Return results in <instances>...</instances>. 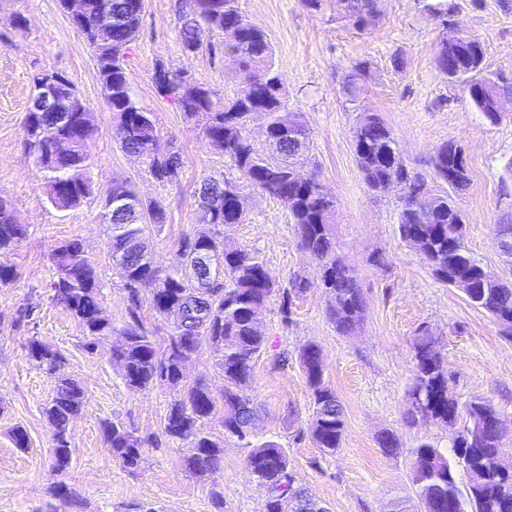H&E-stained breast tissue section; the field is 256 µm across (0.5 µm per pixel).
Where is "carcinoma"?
I'll return each mask as SVG.
<instances>
[{
    "mask_svg": "<svg viewBox=\"0 0 512 512\" xmlns=\"http://www.w3.org/2000/svg\"><path fill=\"white\" fill-rule=\"evenodd\" d=\"M340 19L355 31H365L378 14L377 0H336ZM421 8L444 22L454 11L453 0H421ZM112 14V28L98 27L99 16ZM178 32L187 53L221 51L233 58L252 80L251 88L233 99L223 100L206 82H199L195 98L181 95L182 75L162 74L155 67L152 83L160 98L177 105L185 116L202 122L209 145L220 150L230 172L221 180L204 181L198 192L201 220L211 228L184 240L173 264L161 271L147 256L143 234L151 226L165 224L169 213L162 202L138 200L139 209L111 211L108 205L117 191L114 184L101 197L100 223L108 230V246L115 268L128 291V320L121 327V346L112 350V365L124 383L136 389L166 384L173 390L165 433L187 444L186 466L204 476L223 466L224 436H232L247 448L246 466L266 489L263 512H284L283 500L292 512H320L325 504L298 485L285 448L273 439L252 440L258 408L252 395V360L267 341V326L253 318L277 288L276 278L254 252L219 246L213 228L240 224L243 190L256 189L278 200L287 210L299 247L320 264L317 287L327 296L326 315L340 336L357 331L365 316V299L358 274L338 251L335 234L336 198L315 172L295 177L302 167L309 139L304 115L289 100L281 75L273 66V50L265 32L247 19L238 0H180ZM142 24L139 0H84L83 23L77 25L93 49L103 100L116 120L115 138L128 154L142 157L149 174L163 185L178 182L183 161L179 151L159 143L156 118L143 107L131 88L124 59ZM465 51L445 47L436 55V69L448 83L459 86L486 121L495 125L497 103L512 101V74L492 72L484 66L483 43L464 35ZM355 66L346 78L343 92L354 102L360 94ZM78 92L68 78L59 86L56 110L29 112L24 136L31 153L45 172L50 203L68 210L98 196L87 172L91 165L90 128L75 121L64 124L56 113L66 111ZM255 113L265 116L267 154L256 147L248 122ZM353 148L364 181L371 191L391 179L400 182L398 231L406 245L423 241L421 257L438 280L446 285L464 282L465 296L486 312L512 340V270L495 274L472 255L465 242V219L456 197L467 191L471 179L467 163L458 156L457 143L448 140L435 151L432 175L410 166L398 148L393 130L375 112H359L353 132ZM13 204L0 198V252L7 253L25 236ZM207 253L221 281L215 286L203 280L197 255ZM52 274L47 288L52 299L64 305L95 340L114 332L102 316L103 283L87 259L78 239L53 249ZM151 290L150 304L163 319L173 318L170 330L157 341L140 320V288ZM312 287L295 274L281 295L282 321L291 317V306ZM208 345L218 353L217 366L224 375V393L216 398L201 380L189 382L184 364ZM413 376L407 391L411 418L439 421L458 427L452 452L424 440L409 451V480L425 512H512V469L501 466L494 455L499 445L492 421L496 408L482 398L461 402L448 398V367L441 343L426 326H420L412 343ZM36 367L51 371L61 354L34 336L27 345ZM299 364L312 396V414L307 432L316 447L333 453L342 447L345 421L336 392L324 383L321 349L307 343L299 350ZM55 393L43 408L53 428L54 471H66L71 457L69 425L81 414L87 397L75 379L54 377ZM107 446L121 463L138 465L143 440L120 421H104ZM378 444L388 455L401 450L398 436L389 431L378 435Z\"/></svg>",
    "mask_w": 512,
    "mask_h": 512,
    "instance_id": "obj_1",
    "label": "carcinoma"
}]
</instances>
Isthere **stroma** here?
I'll list each match as a JSON object with an SVG mask.
<instances>
[{
    "label": "stroma",
    "instance_id": "35a3bbf8",
    "mask_svg": "<svg viewBox=\"0 0 512 512\" xmlns=\"http://www.w3.org/2000/svg\"><path fill=\"white\" fill-rule=\"evenodd\" d=\"M458 30L483 42L487 69L512 70V10L500 0H454ZM244 14L266 34L273 64L282 75L295 109L310 128L308 169L317 171L335 196L336 242L358 272L366 302L354 335L336 333L325 314L326 298L315 286L292 305L283 323L279 297L261 311L268 341L253 363L252 394L259 410L255 432L275 436L286 449L298 484L322 500L330 512H423L409 480L407 451L421 439L448 447L451 427L424 423L408 413L412 368L411 338L420 325L443 336L451 375L450 392L461 401L489 400L508 427L503 439L512 456V340L492 318L473 308L464 294L441 283L421 256L398 235V193L371 192L352 147L357 109L378 113L391 127L405 160L423 173L444 141L464 150L471 186L457 204L467 222L466 244L485 268L498 271L503 258L495 244L496 224L512 214V111L489 124L468 96L435 67L447 35L423 12L419 0H379L378 18L357 32L339 19L335 0L324 10L307 11L301 0H240ZM177 0H144L143 23L125 67L140 103L154 112L161 145L183 158L180 183L165 186L148 173L142 159L122 151L114 139L115 120L101 95L93 54L59 0H0V197L11 200L27 234L0 263L16 272L0 285V512H263L265 488L249 473L245 450L224 441L223 467L205 477L184 465L187 449L165 433L172 400L169 387H127L111 364L112 346L127 319V293L112 263L107 230L96 202L60 211L48 200L44 174L24 143V123L32 95L31 77L42 70L65 74L91 110L92 165L99 190L122 183L145 201H162L169 221L146 231L158 268H167L181 241L202 230L197 189L203 179L222 178L224 157L203 138L200 124L154 90L156 65L186 71L207 81L225 99L234 98L246 77L231 59L207 52L185 53L180 43ZM366 71L358 102L342 85L354 65ZM242 223L221 227L219 240L252 250L287 286L292 275L318 281L316 260L296 245L286 209L259 191L244 192ZM77 238L104 283L101 309L115 334L87 349L83 327L46 290L51 252ZM386 257L373 263L374 254ZM38 337L58 348L61 371L78 380L87 395L83 412L70 424L72 455L63 476L52 470V429L42 414L54 394L52 376L30 361L26 344ZM319 344L324 379L345 412V440L336 453L316 448L305 432L311 391L299 366V348ZM120 420L146 441L137 469H126L107 446L102 423ZM24 427L27 449L16 448L11 431ZM396 433L403 452L385 455L380 432ZM68 485L75 506L50 493L56 479ZM221 494L222 507L213 496Z\"/></svg>",
    "mask_w": 512,
    "mask_h": 512
}]
</instances>
